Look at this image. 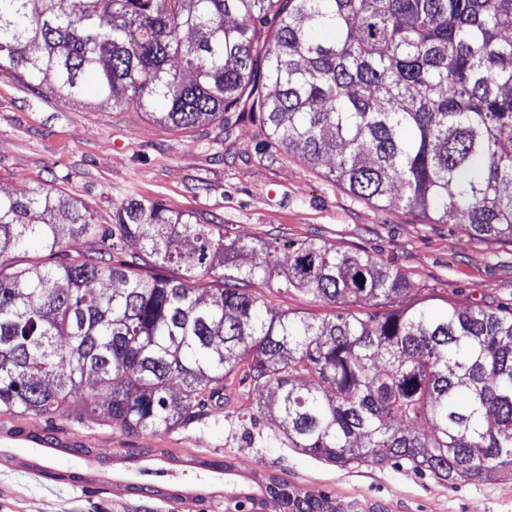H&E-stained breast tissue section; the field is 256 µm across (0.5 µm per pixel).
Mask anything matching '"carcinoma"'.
I'll return each mask as SVG.
<instances>
[{"label": "carcinoma", "mask_w": 512, "mask_h": 512, "mask_svg": "<svg viewBox=\"0 0 512 512\" xmlns=\"http://www.w3.org/2000/svg\"><path fill=\"white\" fill-rule=\"evenodd\" d=\"M0 70L70 103L92 87L173 131L261 114L269 143L376 207L512 244V0H0ZM95 241L76 258L59 226ZM128 243L131 260L114 259ZM36 246L59 262L20 266ZM244 253L265 264L244 265ZM285 286L337 306L318 322L270 308ZM176 268L181 277L144 274ZM220 287L215 288L213 284ZM408 275L365 251L245 242L133 197L98 224L78 200L0 195V415L45 423L99 407L112 427L199 422L241 368L273 391L288 447L341 468L392 461L444 481L512 472V307L384 311ZM365 309L355 313L347 306ZM165 468L127 486L148 498ZM224 512H352L271 476Z\"/></svg>", "instance_id": "1"}]
</instances>
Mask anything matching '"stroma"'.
<instances>
[{
  "label": "stroma",
  "instance_id": "obj_1",
  "mask_svg": "<svg viewBox=\"0 0 512 512\" xmlns=\"http://www.w3.org/2000/svg\"><path fill=\"white\" fill-rule=\"evenodd\" d=\"M260 119L228 112L185 132H174L135 108L99 105L94 93L65 104L48 90L0 71V194L45 187L92 209L97 223L112 221L126 198L160 202L175 212L222 223L232 237L327 242L391 260L409 276L406 304L458 308L512 305V245L474 238L464 224H424L403 206L378 208L352 197L294 156L266 150ZM267 305L320 318L332 306L290 290L263 289ZM205 422L171 432L128 435L100 416L75 419L62 411L54 434L87 442L97 459L25 440H0L10 457L0 464V512H141L127 491L137 473L126 463L141 448L170 458L227 460L231 474L186 472L184 495H221L276 475L311 494L329 492L362 512H512V474L448 483L382 463L342 469L286 447L259 417V391L226 389ZM78 480H70V473Z\"/></svg>",
  "mask_w": 512,
  "mask_h": 512
}]
</instances>
